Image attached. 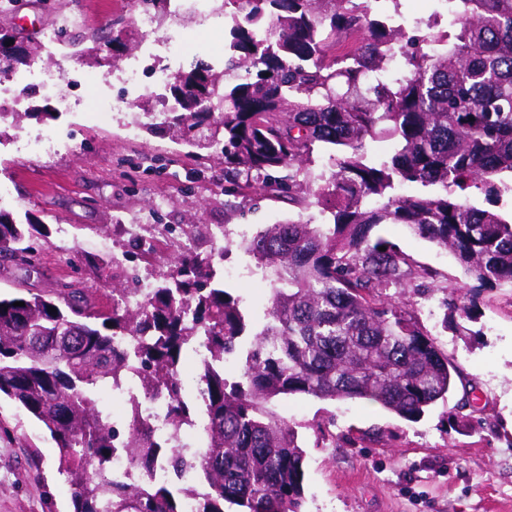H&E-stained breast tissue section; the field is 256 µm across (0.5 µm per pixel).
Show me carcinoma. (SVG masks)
I'll list each match as a JSON object with an SVG mask.
<instances>
[{"instance_id":"carcinoma-1","label":"carcinoma","mask_w":512,"mask_h":512,"mask_svg":"<svg viewBox=\"0 0 512 512\" xmlns=\"http://www.w3.org/2000/svg\"><path fill=\"white\" fill-rule=\"evenodd\" d=\"M373 0H223L224 62L200 64L164 85L166 112L143 108L144 128L192 149L220 151L224 180L243 189L245 173L301 205L313 195L328 213L272 224L246 241L261 269L276 276L263 316L216 280L213 255L172 244L151 291L138 302L137 278L113 282L112 306L97 308L85 288L0 297V397L41 421L58 449L73 512H301L307 454L297 425L269 408L281 395L324 401L365 399L417 422L445 401L460 372L396 295H423L434 274L416 269L394 243L371 237L403 224L451 252L480 288H512V219L463 204L480 190L491 203L512 193V0H453L451 29L427 23L418 38L394 26ZM353 40L351 58L336 43ZM0 36V74L31 66L39 45ZM401 77L372 84L393 55ZM392 139L389 157L367 159L369 140ZM330 151L332 171L316 185L314 152ZM434 195L399 194L403 182ZM36 225L0 209V260L36 261ZM18 306H13V303ZM444 305L456 332H468L476 305L448 284ZM112 326H107V323ZM198 367L195 398L182 392L184 352ZM242 364L236 380L224 362ZM135 372L143 395L163 393L173 429L203 423L202 447L164 448L132 420L123 440L95 393ZM169 479L148 492L104 475L112 449Z\"/></svg>"}]
</instances>
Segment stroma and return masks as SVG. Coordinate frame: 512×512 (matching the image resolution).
Wrapping results in <instances>:
<instances>
[{
	"instance_id": "1",
	"label": "stroma",
	"mask_w": 512,
	"mask_h": 512,
	"mask_svg": "<svg viewBox=\"0 0 512 512\" xmlns=\"http://www.w3.org/2000/svg\"><path fill=\"white\" fill-rule=\"evenodd\" d=\"M135 0H15L0 12V32H20L42 42L59 13L83 22L80 35H108L113 26L128 31L138 46L171 33L193 43L195 59L218 64L224 28L197 11L183 9L150 29L133 20ZM39 65L78 79L70 106L50 92L16 85L19 111L48 106L47 120L20 125L0 121V187L11 200L4 206L18 220L40 225L34 239L35 267L0 266V292L51 294L61 283L89 289L99 306L112 304V283L128 272L156 278L160 266L125 260L131 239L119 224H136L146 236L163 226L192 228L196 249L217 251L216 269L226 261L250 262L240 243L270 225L321 214L316 198L292 206L272 192L241 197L225 191L224 161L200 159L169 138L147 134L141 113L119 107L96 118L94 101L122 95L119 75L87 64L72 50L43 49ZM42 135L54 153L29 155L18 143ZM226 226L229 242H211L209 231ZM374 235L396 242L414 264L438 280L467 284L455 258L402 224H381ZM112 240L116 261L90 266L102 256L99 241ZM420 323L458 366L461 379L448 402L408 422L376 403L356 399L322 401L295 395L274 401L275 410L298 425L308 452L303 512H512V288L481 290L471 336L440 326L444 295L405 291ZM475 391L479 408L464 405ZM68 486L57 470L56 444L37 420L14 402L0 400V512H70Z\"/></svg>"
}]
</instances>
